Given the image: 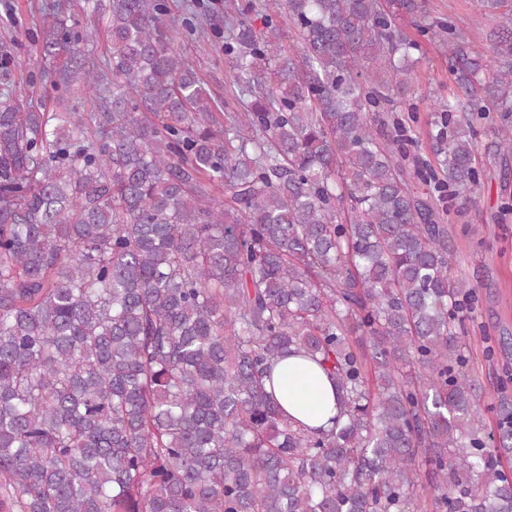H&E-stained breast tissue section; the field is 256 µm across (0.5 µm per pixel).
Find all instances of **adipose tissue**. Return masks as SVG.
Returning a JSON list of instances; mask_svg holds the SVG:
<instances>
[{"label":"adipose tissue","mask_w":512,"mask_h":512,"mask_svg":"<svg viewBox=\"0 0 512 512\" xmlns=\"http://www.w3.org/2000/svg\"><path fill=\"white\" fill-rule=\"evenodd\" d=\"M272 391L287 414L309 427L326 426L337 414L333 384L315 363L302 357L289 356L277 363Z\"/></svg>","instance_id":"ef3b65f1"}]
</instances>
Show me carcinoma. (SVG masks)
I'll list each match as a JSON object with an SVG mask.
<instances>
[{
	"instance_id": "1",
	"label": "carcinoma",
	"mask_w": 512,
	"mask_h": 512,
	"mask_svg": "<svg viewBox=\"0 0 512 512\" xmlns=\"http://www.w3.org/2000/svg\"><path fill=\"white\" fill-rule=\"evenodd\" d=\"M85 2L112 83L63 0L41 53L93 111L33 109L0 55V512H512V401L491 428L444 224L480 184L486 101L512 156V36L489 76L470 24L420 0H245L224 56L248 99L218 113L165 0ZM399 16L448 45L454 84L426 196L408 120L380 117L418 50ZM292 353L336 385L326 429L267 390Z\"/></svg>"
}]
</instances>
